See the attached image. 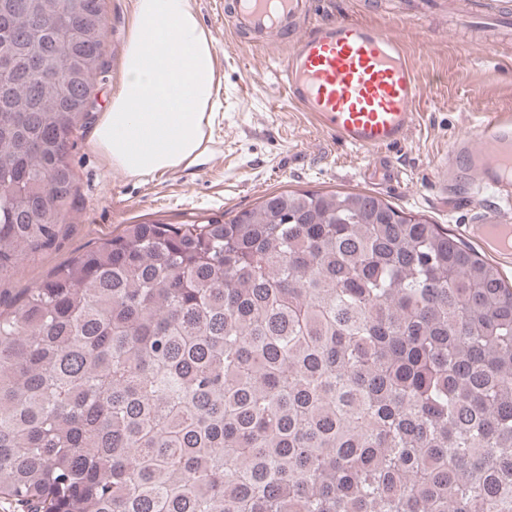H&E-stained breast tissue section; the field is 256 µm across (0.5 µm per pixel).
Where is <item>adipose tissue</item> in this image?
<instances>
[{
  "instance_id": "adipose-tissue-1",
  "label": "adipose tissue",
  "mask_w": 512,
  "mask_h": 512,
  "mask_svg": "<svg viewBox=\"0 0 512 512\" xmlns=\"http://www.w3.org/2000/svg\"><path fill=\"white\" fill-rule=\"evenodd\" d=\"M214 88L212 41L191 0H136L122 77L90 145L132 176L198 164Z\"/></svg>"
}]
</instances>
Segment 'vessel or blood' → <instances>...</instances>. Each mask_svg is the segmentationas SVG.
I'll return each instance as SVG.
<instances>
[{"label": "vessel or blood", "mask_w": 512, "mask_h": 512, "mask_svg": "<svg viewBox=\"0 0 512 512\" xmlns=\"http://www.w3.org/2000/svg\"><path fill=\"white\" fill-rule=\"evenodd\" d=\"M310 0H221L235 38L255 45L288 36L283 87L289 103L343 144L377 155L407 141L420 94L403 39L336 14L311 17ZM444 186L469 181L475 194L512 196V116L493 115L479 140L456 138L440 163ZM467 233L512 259V221L490 215Z\"/></svg>", "instance_id": "obj_1"}]
</instances>
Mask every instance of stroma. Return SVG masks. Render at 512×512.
Returning <instances> with one entry per match:
<instances>
[{
  "label": "stroma",
  "mask_w": 512,
  "mask_h": 512,
  "mask_svg": "<svg viewBox=\"0 0 512 512\" xmlns=\"http://www.w3.org/2000/svg\"><path fill=\"white\" fill-rule=\"evenodd\" d=\"M134 2L103 0L108 68L96 86L101 113L121 77ZM216 2L192 0L212 37L220 81L203 162L131 177L91 151L95 127L87 125L69 159L75 197L58 239L25 256L14 272L0 278V290L35 287L86 246L119 234L125 225L230 216L286 189L373 193L465 238V226L480 205L448 197L436 166L456 135H479L488 113L512 114V27L491 43L474 26L459 27L438 16L403 18L405 0H330V10L399 28L419 75L416 126L407 142L388 148L399 175L385 182L369 174L365 154L337 142L288 103L279 73L287 45L236 46Z\"/></svg>",
  "instance_id": "stroma-1"
}]
</instances>
